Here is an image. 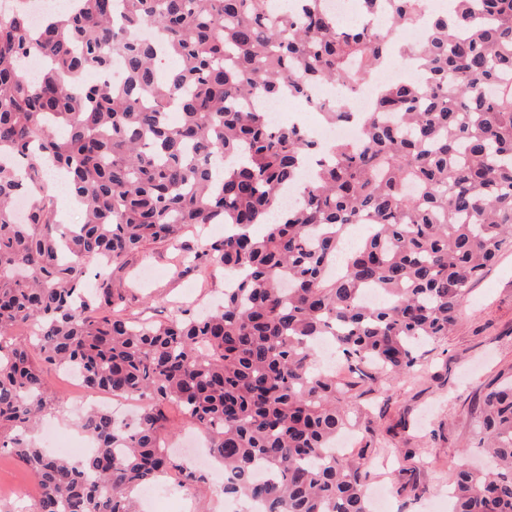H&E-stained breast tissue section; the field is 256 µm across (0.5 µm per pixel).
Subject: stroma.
Segmentation results:
<instances>
[{"label":"stroma","mask_w":512,"mask_h":512,"mask_svg":"<svg viewBox=\"0 0 512 512\" xmlns=\"http://www.w3.org/2000/svg\"><path fill=\"white\" fill-rule=\"evenodd\" d=\"M223 239L224 227L208 225L205 233L185 230L171 244L144 246L128 257L113 286L123 295L127 317L162 320L181 308L201 309L224 292V272L217 268H186L178 255L193 251L201 237ZM512 372V252L503 253L476 281L469 301L447 338L423 347L414 375L365 381L360 409L354 417L352 448L378 447L370 468V484L388 485L393 512H425L447 499L448 480L462 463L481 465L483 457L476 398L500 374ZM45 378L60 407L45 417L60 438L81 435L79 415L72 409L84 391L65 372L45 367ZM412 469V477L390 478L396 466ZM16 487L36 489L27 466L8 450L0 451V512H22L9 497Z\"/></svg>","instance_id":"stroma-1"}]
</instances>
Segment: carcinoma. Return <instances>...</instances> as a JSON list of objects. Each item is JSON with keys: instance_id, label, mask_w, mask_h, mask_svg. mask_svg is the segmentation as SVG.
<instances>
[{"instance_id": "cac0c4a2", "label": "carcinoma", "mask_w": 512, "mask_h": 512, "mask_svg": "<svg viewBox=\"0 0 512 512\" xmlns=\"http://www.w3.org/2000/svg\"><path fill=\"white\" fill-rule=\"evenodd\" d=\"M323 2L126 0L118 17L114 0H75L37 28L23 6L0 14V437L42 489L32 512H136L133 492L164 475L206 485L169 454L170 404L207 435L224 495L263 512H371L373 449L330 451L356 387L413 374L418 343L448 335L471 285L512 249V0H453L425 19L422 0H357L367 18L425 20L422 80L380 85L359 139L329 145L245 107L354 85L383 64L378 28L345 25ZM119 28L158 40L119 42ZM114 50L119 83L105 75ZM31 57L44 61L35 81ZM89 71L100 78L83 81ZM48 166L80 223L56 218ZM307 167L299 202L281 207ZM205 224L230 233L186 262L235 278L223 305L159 323L116 310L112 275L130 254ZM369 288L386 301L362 304ZM323 339L348 378L317 368ZM42 363L142 399L136 421L93 409L79 421L91 454L45 451L31 432L59 401ZM475 411L494 468H456L448 512H512V380Z\"/></svg>"}]
</instances>
